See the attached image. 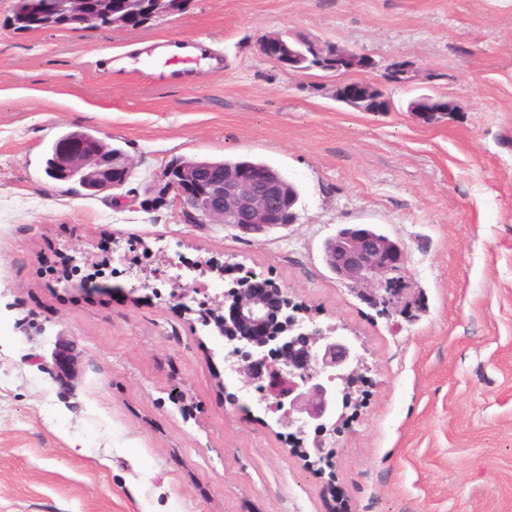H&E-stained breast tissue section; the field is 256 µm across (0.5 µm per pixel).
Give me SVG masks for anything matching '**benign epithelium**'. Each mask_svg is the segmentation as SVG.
I'll return each instance as SVG.
<instances>
[{
	"instance_id": "1",
	"label": "benign epithelium",
	"mask_w": 512,
	"mask_h": 512,
	"mask_svg": "<svg viewBox=\"0 0 512 512\" xmlns=\"http://www.w3.org/2000/svg\"><path fill=\"white\" fill-rule=\"evenodd\" d=\"M190 0H41L36 12L27 0H15L10 27L31 32L72 23L103 22L119 29H138L150 21L182 13ZM295 37L291 42L278 32L263 35L257 43L260 55L290 71H299L300 53ZM375 61L364 53L336 46L331 72L368 70ZM346 98L364 102L376 87L367 82L344 85ZM132 163L120 152H111L99 138L79 136L62 145L52 158L56 180L74 176L93 192L121 188L129 179ZM172 197L181 215L195 224H228L245 235H262L298 219L299 200L294 184L285 182L273 168L257 163L228 167L222 163L188 162L166 165L155 174L150 186ZM327 265L340 278L354 284L378 287L391 282V275L404 265L398 243L373 234L368 228H343L325 247ZM241 282L222 291L215 288L224 278V265L216 260L194 265L183 274L169 277L174 297L209 310L218 336L244 356L233 365L243 376V385L263 395L265 411L279 424L296 427L295 447L307 466L314 467L329 457L326 436L346 417V410L359 405L356 394L367 369L357 341L336 325L322 326L319 313L294 301L275 288L273 297L256 291L255 271L241 269ZM167 271L140 265L135 279L141 287ZM312 438L313 452L305 447Z\"/></svg>"
}]
</instances>
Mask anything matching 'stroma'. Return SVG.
<instances>
[{"label":"stroma","mask_w":512,"mask_h":512,"mask_svg":"<svg viewBox=\"0 0 512 512\" xmlns=\"http://www.w3.org/2000/svg\"><path fill=\"white\" fill-rule=\"evenodd\" d=\"M13 3L0 0V512H512V0H192L137 30L28 33L9 27ZM268 32L376 66L294 73L257 52ZM161 38L221 49L223 72L157 87L100 71ZM395 62L423 81L387 83ZM351 81L389 111L337 101ZM421 95L452 109L409 111ZM68 131L122 148L126 184L93 194L47 176ZM191 158L284 172L297 222L256 240L186 222L147 187ZM354 224L401 246L391 285L407 310L327 266L326 240ZM130 256L244 266L356 334L362 404L321 470L247 399L203 310L184 314L162 279L136 288ZM322 46L324 55L328 56L336 50V62L330 68L323 71L341 72L352 71L354 69L368 70L375 67V61L371 56L364 53L350 52L345 47L336 46V42L318 41Z\"/></svg>","instance_id":"35a3bbf8"}]
</instances>
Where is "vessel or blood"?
Returning a JSON list of instances; mask_svg holds the SVG:
<instances>
[{
	"label": "vessel or blood",
	"mask_w": 512,
	"mask_h": 512,
	"mask_svg": "<svg viewBox=\"0 0 512 512\" xmlns=\"http://www.w3.org/2000/svg\"><path fill=\"white\" fill-rule=\"evenodd\" d=\"M159 54L143 50L128 52L127 72L145 75L156 85H183L195 83L199 72H220L224 69V55L206 44L167 40Z\"/></svg>",
	"instance_id": "vessel-or-blood-1"
}]
</instances>
